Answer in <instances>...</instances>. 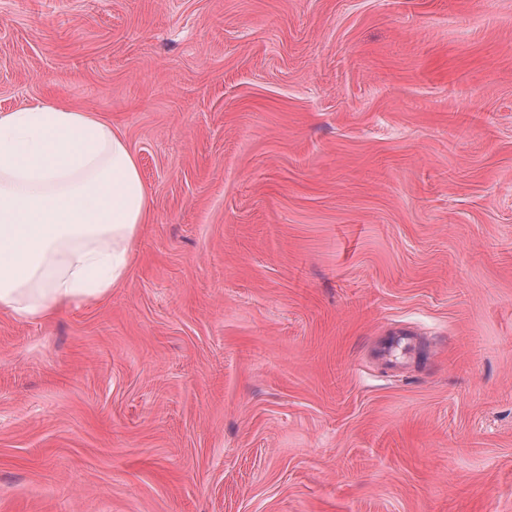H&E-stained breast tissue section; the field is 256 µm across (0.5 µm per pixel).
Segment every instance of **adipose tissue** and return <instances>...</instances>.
I'll return each instance as SVG.
<instances>
[{
	"label": "adipose tissue",
	"instance_id": "obj_1",
	"mask_svg": "<svg viewBox=\"0 0 512 512\" xmlns=\"http://www.w3.org/2000/svg\"><path fill=\"white\" fill-rule=\"evenodd\" d=\"M149 191L123 134L43 100L0 113V310L20 319L106 295L130 273Z\"/></svg>",
	"mask_w": 512,
	"mask_h": 512
}]
</instances>
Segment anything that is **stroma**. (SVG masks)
Returning a JSON list of instances; mask_svg holds the SVG:
<instances>
[{
	"mask_svg": "<svg viewBox=\"0 0 512 512\" xmlns=\"http://www.w3.org/2000/svg\"><path fill=\"white\" fill-rule=\"evenodd\" d=\"M45 99L150 211L0 312V512H512V0H0Z\"/></svg>",
	"mask_w": 512,
	"mask_h": 512,
	"instance_id": "obj_1",
	"label": "stroma"
}]
</instances>
